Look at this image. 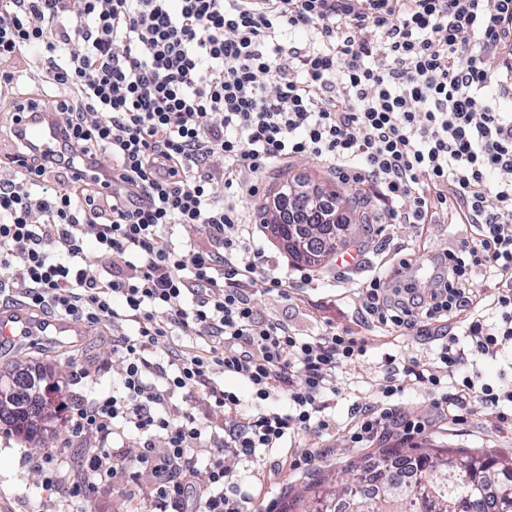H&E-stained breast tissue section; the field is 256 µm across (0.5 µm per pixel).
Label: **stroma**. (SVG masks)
Masks as SVG:
<instances>
[{
  "mask_svg": "<svg viewBox=\"0 0 512 512\" xmlns=\"http://www.w3.org/2000/svg\"><path fill=\"white\" fill-rule=\"evenodd\" d=\"M286 178L330 183L344 195L374 194L368 186L337 179L314 157L301 156L257 178L255 195L237 199L241 210L257 217L259 208L272 203L277 185ZM473 232L471 225L452 224L444 216L430 224L409 226L394 223L385 212L380 224L364 227L353 245L339 248L327 263L311 268L295 260L264 225H257L256 246L265 252L271 265L288 274L291 283L284 298L274 292L254 293L252 300L260 316L281 319L302 336L316 335L331 325L347 329L364 342L365 352L337 370L334 390L322 397L320 417L328 422L327 430L299 433L286 447L269 453L258 464L227 459V466L242 476L243 487L249 493L248 512H306L315 494L342 485L351 467L372 463L387 449L409 453L416 448H448L501 458L512 455V425L500 421L498 409L473 399L447 414L434 416L430 413L429 393L410 381L405 382L402 393L391 398H383L380 393L390 371L389 356L422 364L435 362L445 336L456 337L465 361H472V342L464 333L462 317L432 323L426 332L417 333L373 322L361 306L359 291L364 282L404 258L413 267L416 288L428 291L432 286L427 273L430 258ZM308 271L315 280L302 283L300 276ZM27 366L52 369L56 384L52 401L57 406L109 394L122 375L121 363L112 357V335L106 329H93L79 336L0 340V374ZM225 383L237 389L242 398L239 416L225 415L222 408L201 395L189 400L174 396L171 408L177 411L192 407L208 428H230L238 418L250 416L255 403L243 382L229 377ZM366 405L398 407L404 419L425 421L426 428L413 434L393 429L371 445L356 446L350 436L359 419L358 408ZM95 442V434L89 432L73 435L61 413L55 414L45 431L34 438L0 422V512H144L153 484L147 473L133 468L141 448L138 437L128 429L113 435L108 443L115 459L133 468L124 483L66 507L56 491L44 485L31 459L35 450L63 449L62 460L73 469L83 448ZM311 449L319 455L316 465L295 467V459Z\"/></svg>",
  "mask_w": 512,
  "mask_h": 512,
  "instance_id": "stroma-1",
  "label": "stroma"
}]
</instances>
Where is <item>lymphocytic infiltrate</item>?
I'll return each mask as SVG.
<instances>
[{
  "label": "lymphocytic infiltrate",
  "mask_w": 512,
  "mask_h": 512,
  "mask_svg": "<svg viewBox=\"0 0 512 512\" xmlns=\"http://www.w3.org/2000/svg\"><path fill=\"white\" fill-rule=\"evenodd\" d=\"M287 32L306 40L284 47ZM490 54L499 70L486 67ZM32 57L38 81L65 92L48 104L60 140L50 155L20 146L21 167L0 169V268L14 271L0 300L111 327L120 383L71 414L78 432L137 433L154 484L148 512H244L225 458L258 461L327 429L321 397L364 351L344 330L302 337L257 316L255 288L282 296L288 283L217 188L253 193L251 176L309 155L378 186L395 223L456 210L477 231L433 258V288L417 295L403 260L363 287L364 309L383 325L426 327L467 303L470 275L485 267L500 286L491 317L467 326L472 350L495 360L512 344V115L497 109L512 95V0H0V99L13 98ZM78 169L96 186L78 185ZM178 224L202 242L173 236ZM462 359L449 338L438 365L405 366L382 394L402 392L408 376L437 409L512 404L511 384L476 385ZM229 375L259 406L239 429L209 434L192 410H169L175 394L202 393L236 414ZM280 397L287 411L264 409ZM397 423L425 427L369 406L351 439ZM200 448L202 493L186 465ZM83 468L82 480L51 471L46 481L86 500L128 474L102 443Z\"/></svg>",
  "instance_id": "lymphocytic-infiltrate-1"
}]
</instances>
